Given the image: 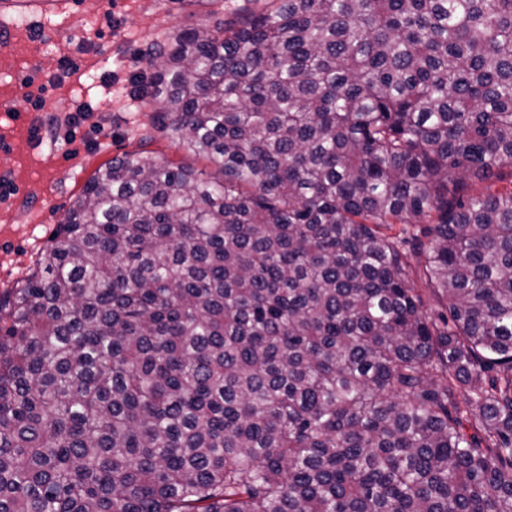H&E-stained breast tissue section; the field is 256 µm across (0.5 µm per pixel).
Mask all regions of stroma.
Segmentation results:
<instances>
[{"instance_id": "35a3bbf8", "label": "stroma", "mask_w": 512, "mask_h": 512, "mask_svg": "<svg viewBox=\"0 0 512 512\" xmlns=\"http://www.w3.org/2000/svg\"><path fill=\"white\" fill-rule=\"evenodd\" d=\"M271 0H61L59 8L0 9V290L16 285L85 183L113 157L138 147L176 164L195 157L154 126V107L139 100L135 81L146 72L143 51L188 28L218 24L269 8ZM78 67L61 74V56ZM44 87L45 107L23 100ZM98 106L96 144L83 140L38 145L34 127L61 106Z\"/></svg>"}]
</instances>
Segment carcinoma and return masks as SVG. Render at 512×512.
I'll return each instance as SVG.
<instances>
[{
	"mask_svg": "<svg viewBox=\"0 0 512 512\" xmlns=\"http://www.w3.org/2000/svg\"><path fill=\"white\" fill-rule=\"evenodd\" d=\"M148 57L213 171L113 158L0 292V512H512V0Z\"/></svg>",
	"mask_w": 512,
	"mask_h": 512,
	"instance_id": "carcinoma-1",
	"label": "carcinoma"
}]
</instances>
